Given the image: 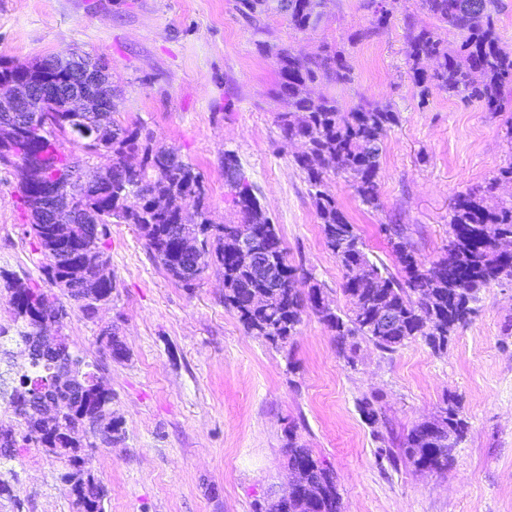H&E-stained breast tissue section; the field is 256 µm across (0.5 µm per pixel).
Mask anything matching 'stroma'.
Here are the masks:
<instances>
[{"mask_svg":"<svg viewBox=\"0 0 512 512\" xmlns=\"http://www.w3.org/2000/svg\"><path fill=\"white\" fill-rule=\"evenodd\" d=\"M362 3L325 0L319 27L300 32L275 12L255 29L238 0H0V59H104L121 121L143 126L155 147L197 166L220 224L237 219L222 165L225 151L234 152L289 262L311 272L344 310L342 270L293 163L300 145L276 124L288 109L276 94L277 60L261 43L300 57L326 46L345 51L351 82L321 80L311 95L335 98L347 111L372 103L399 113L384 139L379 208L363 205L343 177L326 183L374 261L393 262L381 225H407L432 261L448 243L458 194L484 189L490 207L512 198V183H492L512 162L504 116L438 90L418 95L406 27L433 19L416 0H399L388 27L377 30ZM16 185L13 170L0 167V270L45 289ZM107 243L111 302L91 320L69 308L61 324L73 351L100 359L123 429L121 441L92 458L109 491L105 512H256L286 486L292 428L333 470L343 512H512L511 283L482 290L476 316L444 354L418 340L392 353L364 342L350 364L314 313L291 344L275 348L225 308L216 272L183 287L150 259L130 224L110 225ZM108 325L126 359L99 357L96 339ZM366 395L379 397L397 440L447 397L460 399L470 433L448 474L379 464V443L358 408ZM8 466L22 505L5 501L0 512H73L58 479L63 461L20 448Z\"/></svg>","mask_w":512,"mask_h":512,"instance_id":"obj_1","label":"stroma"}]
</instances>
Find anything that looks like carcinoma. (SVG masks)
<instances>
[{
    "instance_id": "cac0c4a2",
    "label": "carcinoma",
    "mask_w": 512,
    "mask_h": 512,
    "mask_svg": "<svg viewBox=\"0 0 512 512\" xmlns=\"http://www.w3.org/2000/svg\"><path fill=\"white\" fill-rule=\"evenodd\" d=\"M374 2L364 0L363 7L373 11L375 23L381 28L390 21L392 4L397 0H387L390 7L381 11L373 9ZM497 2L420 0L422 10L460 38L459 46L450 51L437 30L407 27V57L420 98H427L433 88L453 94L465 92L467 99L483 103L495 114L505 110L504 92L512 84V54L500 46L495 31ZM239 3L242 15L256 26L261 25L260 14L275 9L286 14L293 29L306 31L319 25L323 0ZM424 58L436 60L432 71L420 67ZM276 59L278 93L288 96L291 102L289 111L277 113V124L283 137L304 142V151L294 156V164L309 186L324 244L342 269L341 291L350 307L338 311L312 273L301 272L288 262L283 240L233 152H224V182L238 207V218L232 224H218L212 219L206 187L196 165L173 151L155 149L142 128L122 125L115 118L117 104L107 81L99 90L105 111L89 117L95 137L82 136L59 103L57 111L47 113V121L28 129L19 145L0 148V157L10 158L8 167L19 177V193L30 216L28 234L43 258L41 270L59 290L55 294L3 276L8 288L23 300L22 308L12 314L19 343L29 341L46 313L63 306L59 294L80 277L98 294L112 297V276L106 277L93 268L79 273L58 258L62 233L77 247L96 254L102 269L110 270L105 242L110 224L134 225L153 260L185 288L195 287L208 270H215L224 279V307L238 315L246 332L275 347L296 336L304 314L312 310L335 333L337 351L349 364L355 362L361 340L392 353L418 338L432 353H443L453 336L470 323L481 291L492 283L512 282V257H503L487 240L491 233L512 237V199L488 208L478 189L455 198L449 213L448 245L438 259L428 263L422 260L406 225L383 224L381 231L399 272L394 274L385 264L371 260L356 225L325 189V179L331 171L340 175L363 205L378 208L383 140L386 132L399 123V113L379 107L344 112L333 97L315 100L308 95V84L320 77L337 83L352 80V66L343 50L325 48L310 59H300L279 48ZM68 76L65 67L44 69L39 62L28 73L31 81L56 86L65 84ZM102 159L103 165L99 164ZM70 165L83 166L93 176L76 201L83 220L73 221L61 209L55 221L49 223L43 207L29 193L27 180L39 173L45 182L54 184ZM182 209L191 211L196 218L190 231L196 244L192 250L181 247L178 212ZM246 231L254 234L257 249L282 271L281 287L259 305L252 303V296L262 291L263 282L226 251L230 239ZM299 281L307 290L296 287ZM383 305L392 309L397 319V325L387 335L376 328L375 317ZM98 342L111 358H127L111 329H101ZM0 355L8 370L19 377L42 380V387L32 390V397L43 401L66 399L65 392L51 389L52 360L28 359L19 364L7 349H0ZM21 398L19 391L13 390L9 401L11 416L0 419V439H9L7 447L11 449L35 443L27 431H19ZM358 408L374 428L385 420L382 408L372 399L360 400ZM78 429L91 432L95 424L92 409L85 410L74 402L61 416L46 422L41 433L54 443L64 433ZM468 431V422L460 414V401L452 397L432 419L415 424L396 449L392 448V438L376 432L381 443L377 457L393 467L406 462L417 471L444 475ZM285 453L288 469H304L320 494L312 500L286 505L270 501L264 512H342L332 469L316 458L292 429L288 430ZM62 480L69 487L75 512H104L101 503L108 491L102 483L92 480L83 485L73 480L69 471Z\"/></svg>"
}]
</instances>
